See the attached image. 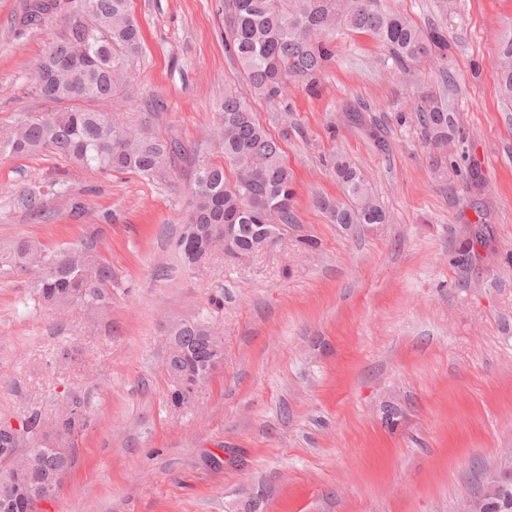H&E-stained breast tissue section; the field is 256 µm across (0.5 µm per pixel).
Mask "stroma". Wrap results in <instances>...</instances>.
I'll list each match as a JSON object with an SVG mask.
<instances>
[{"label":"stroma","instance_id":"1","mask_svg":"<svg viewBox=\"0 0 512 512\" xmlns=\"http://www.w3.org/2000/svg\"><path fill=\"white\" fill-rule=\"evenodd\" d=\"M384 3L444 28L446 56L405 70L353 34L337 40L317 94L296 82L251 97L282 137L295 222L248 261L217 254L190 272L172 246L194 170L220 159L224 88L248 89L224 50V0H131L143 50L121 67L129 88L99 109L184 143L165 180L0 156V250L92 236L118 280L90 316L45 308L32 273L0 265V420L51 419L71 392L93 417L61 492L38 512H458L512 448V104L493 64L512 0ZM19 9L0 0V126L57 109L36 94L34 65L64 23L21 31ZM427 84L459 139L437 171L412 110ZM339 151L389 223L347 229L316 207L315 196L342 195L330 167ZM55 180L66 189L44 196L43 217L19 203ZM480 222L486 245L457 262ZM200 317L223 336L224 365L198 409L177 411L167 334ZM63 347L72 362H57Z\"/></svg>","mask_w":512,"mask_h":512}]
</instances>
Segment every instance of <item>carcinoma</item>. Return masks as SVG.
I'll use <instances>...</instances> for the list:
<instances>
[{
    "label": "carcinoma",
    "mask_w": 512,
    "mask_h": 512,
    "mask_svg": "<svg viewBox=\"0 0 512 512\" xmlns=\"http://www.w3.org/2000/svg\"><path fill=\"white\" fill-rule=\"evenodd\" d=\"M26 0L19 23L33 28L50 16L62 17L64 34L50 43L35 64V88L39 95L64 108L38 118H25L0 128V155L24 156L49 151L82 167L101 172H129L145 177H165L182 144L155 135L147 128L130 129L110 112L84 104L112 97L116 59L113 48L132 56L141 49L140 27L129 11V0ZM224 48L237 59L241 77L251 93L271 98L288 83L316 76L334 56L336 37L349 31L367 32L388 51L400 67L429 60L448 47L442 29H421L404 14L389 10L382 0H225ZM87 46L92 63L67 72L57 71L77 45ZM495 68L502 93L512 98V35L499 44ZM426 140L437 149L454 133L448 109L429 87L423 88L413 107ZM216 143L224 163H201L194 173L187 222L174 241L185 268L207 255L199 247L219 225H238L240 250L259 254L275 241L278 230L267 223L277 217L281 224L293 221L292 179L283 162L280 146L258 120L249 99L229 88L218 124ZM136 143L129 153L125 141ZM344 198L315 197L318 208L346 227L352 224H385L389 216L377 201L356 163L345 153L332 162ZM42 186L23 191L21 203L28 211H42ZM0 263L20 272L35 274V294L50 308L77 305L90 315L112 302V266L103 261L89 240L78 249L50 251L31 240L17 241L0 255ZM168 340L186 350L184 357L165 358V370L173 383L172 405L185 406L192 377L209 379L224 361V342L209 322H178ZM72 416L57 421L52 435L41 433L37 411L20 421L21 432L12 436L0 421V448L13 446L26 452L31 472L26 486L0 480V512H36L37 504L52 500L62 487L61 479L75 462L79 434L90 425L86 402L70 396ZM54 484L49 496L39 493Z\"/></svg>",
    "instance_id": "1"
}]
</instances>
